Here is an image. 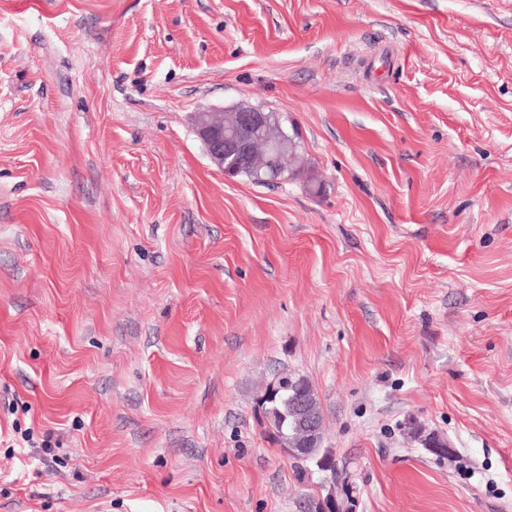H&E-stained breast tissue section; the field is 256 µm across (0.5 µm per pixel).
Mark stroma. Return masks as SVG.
I'll use <instances>...</instances> for the list:
<instances>
[{"mask_svg": "<svg viewBox=\"0 0 512 512\" xmlns=\"http://www.w3.org/2000/svg\"><path fill=\"white\" fill-rule=\"evenodd\" d=\"M240 104L304 172L211 162ZM290 374L335 482L263 414ZM331 491L512 512V0H0V512Z\"/></svg>", "mask_w": 512, "mask_h": 512, "instance_id": "35a3bbf8", "label": "stroma"}]
</instances>
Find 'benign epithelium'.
Returning a JSON list of instances; mask_svg holds the SVG:
<instances>
[{
  "label": "benign epithelium",
  "instance_id": "1",
  "mask_svg": "<svg viewBox=\"0 0 512 512\" xmlns=\"http://www.w3.org/2000/svg\"><path fill=\"white\" fill-rule=\"evenodd\" d=\"M193 122L211 160L227 176L242 172L255 174L266 170L274 179H285V166L279 161L282 142L292 139L285 130L273 134L270 113L261 108L239 105L219 112H196ZM322 421L313 415L304 417L299 436L289 454L309 455L322 447Z\"/></svg>",
  "mask_w": 512,
  "mask_h": 512
}]
</instances>
